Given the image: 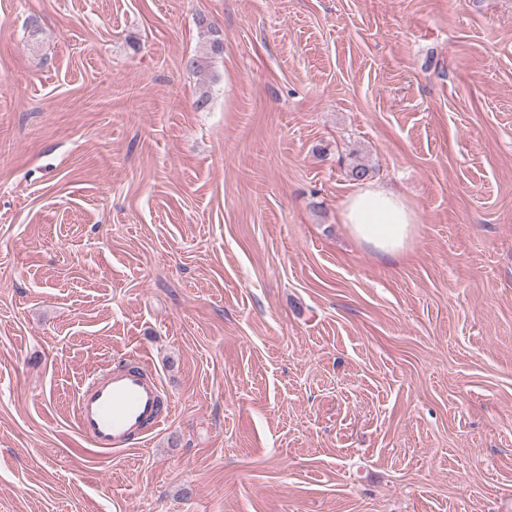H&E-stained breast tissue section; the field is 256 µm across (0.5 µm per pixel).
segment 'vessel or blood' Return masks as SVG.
I'll list each match as a JSON object with an SVG mask.
<instances>
[{
  "label": "vessel or blood",
  "instance_id": "obj_1",
  "mask_svg": "<svg viewBox=\"0 0 512 512\" xmlns=\"http://www.w3.org/2000/svg\"><path fill=\"white\" fill-rule=\"evenodd\" d=\"M173 408L156 378L121 359L106 372L89 375L81 385L76 427L94 451L118 453L160 429Z\"/></svg>",
  "mask_w": 512,
  "mask_h": 512
}]
</instances>
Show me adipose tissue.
<instances>
[{"label": "adipose tissue", "mask_w": 512, "mask_h": 512, "mask_svg": "<svg viewBox=\"0 0 512 512\" xmlns=\"http://www.w3.org/2000/svg\"><path fill=\"white\" fill-rule=\"evenodd\" d=\"M340 220L359 244L385 260L407 253L418 224L407 200L379 183L350 192L342 203Z\"/></svg>", "instance_id": "obj_1"}]
</instances>
